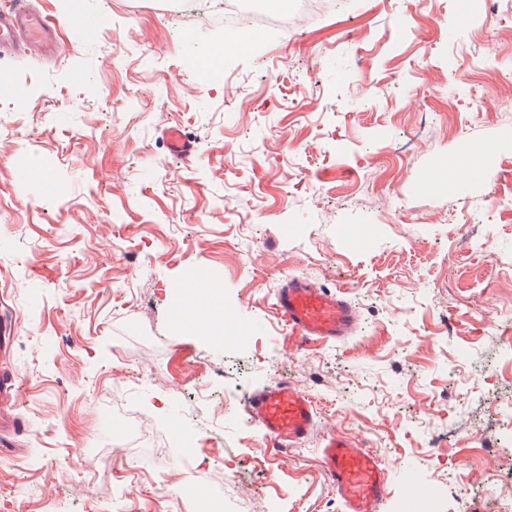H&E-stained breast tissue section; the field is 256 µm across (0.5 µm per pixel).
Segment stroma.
I'll use <instances>...</instances> for the list:
<instances>
[{"label": "stroma", "instance_id": "35a3bbf8", "mask_svg": "<svg viewBox=\"0 0 512 512\" xmlns=\"http://www.w3.org/2000/svg\"><path fill=\"white\" fill-rule=\"evenodd\" d=\"M181 4L31 0L58 54L0 55V313L21 381L0 416L26 424L0 512H197L159 496L157 470L236 512H342L318 459L331 433L385 463V512L407 470L434 512H490L492 476L512 477V349L492 331L512 327V0H339L212 80L198 57L243 33ZM485 144L480 176L420 187ZM201 268L244 341L173 322ZM291 276L346 288L354 335H290L273 292ZM280 379L317 418L276 454L244 400ZM134 423L145 441L118 447Z\"/></svg>", "mask_w": 512, "mask_h": 512}]
</instances>
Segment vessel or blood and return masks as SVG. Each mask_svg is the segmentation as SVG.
Returning a JSON list of instances; mask_svg holds the SVG:
<instances>
[{"mask_svg":"<svg viewBox=\"0 0 512 512\" xmlns=\"http://www.w3.org/2000/svg\"><path fill=\"white\" fill-rule=\"evenodd\" d=\"M0 48L51 54L56 43L51 26L34 12L28 0H11L9 7L0 11ZM209 280L201 270L184 285L178 319L191 318L195 308L203 305V289ZM274 300L293 334L328 343L344 340L356 330L357 311L343 293L304 278H288L276 289ZM245 408L265 436L280 447L301 445L315 429L314 400L285 381L253 391ZM320 453L343 512H383L389 497L387 469L373 453L333 434L323 437Z\"/></svg>","mask_w":512,"mask_h":512,"instance_id":"b4317fda","label":"vessel or blood"}]
</instances>
